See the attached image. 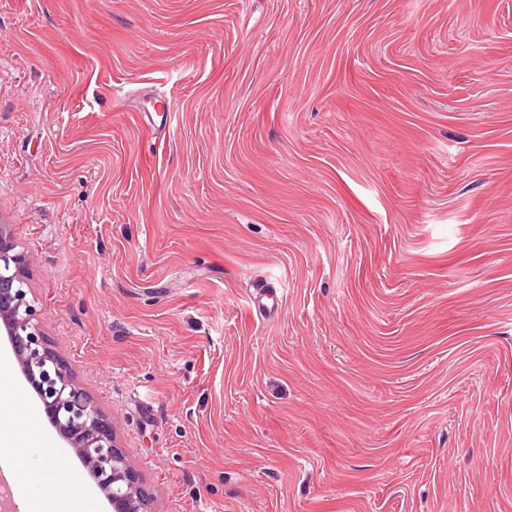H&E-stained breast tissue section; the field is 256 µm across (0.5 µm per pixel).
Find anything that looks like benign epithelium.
Listing matches in <instances>:
<instances>
[{
	"label": "benign epithelium",
	"instance_id": "obj_1",
	"mask_svg": "<svg viewBox=\"0 0 512 512\" xmlns=\"http://www.w3.org/2000/svg\"><path fill=\"white\" fill-rule=\"evenodd\" d=\"M31 255L0 224V332L44 406L51 425L112 505V512H155L153 497L130 464L118 423L76 381L66 361L40 328L41 309L29 288Z\"/></svg>",
	"mask_w": 512,
	"mask_h": 512
}]
</instances>
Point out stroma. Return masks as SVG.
<instances>
[{
  "mask_svg": "<svg viewBox=\"0 0 512 512\" xmlns=\"http://www.w3.org/2000/svg\"><path fill=\"white\" fill-rule=\"evenodd\" d=\"M0 222L157 512H512V0H0Z\"/></svg>",
  "mask_w": 512,
  "mask_h": 512,
  "instance_id": "stroma-1",
  "label": "stroma"
}]
</instances>
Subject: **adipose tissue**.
<instances>
[{
    "label": "adipose tissue",
    "mask_w": 512,
    "mask_h": 512,
    "mask_svg": "<svg viewBox=\"0 0 512 512\" xmlns=\"http://www.w3.org/2000/svg\"><path fill=\"white\" fill-rule=\"evenodd\" d=\"M23 392L15 383L11 364L0 358V471L10 485H17L22 448L32 446L39 437L35 423L12 416L6 405L22 398Z\"/></svg>",
    "instance_id": "ef3b65f1"
}]
</instances>
